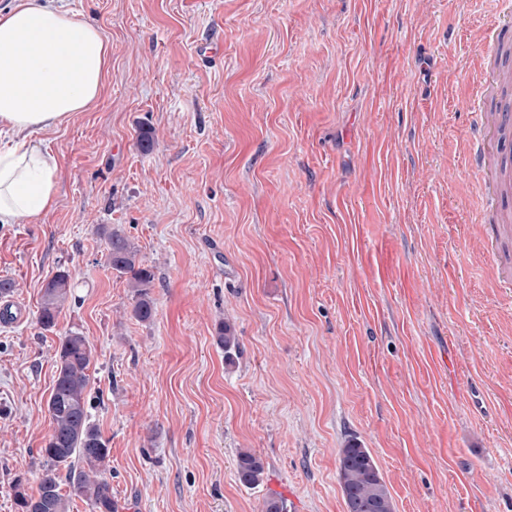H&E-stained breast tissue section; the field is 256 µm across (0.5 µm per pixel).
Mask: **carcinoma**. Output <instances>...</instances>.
I'll list each match as a JSON object with an SVG mask.
<instances>
[{"mask_svg":"<svg viewBox=\"0 0 512 512\" xmlns=\"http://www.w3.org/2000/svg\"><path fill=\"white\" fill-rule=\"evenodd\" d=\"M100 230L107 241L109 267L129 276V286L137 296L134 317L143 322L152 319L154 303L147 292L152 272L139 261L137 249L125 235L106 225ZM70 279L68 270L59 269L47 282L39 316L43 329L55 327L69 302ZM217 342L224 348V361L232 362L239 338L230 325L218 327ZM55 358V380L47 402L51 434L39 449L45 469L37 494L28 495L21 484H16L19 506L22 512H69L70 496L61 488L64 479L72 494L84 499L92 512H117L112 486L104 477L110 455L108 441L92 422L89 411L93 349L84 336L71 332L61 339ZM264 471V461L257 453L250 449L238 453L237 477L242 484H259ZM338 473L347 512H395L393 499L368 449L358 443L339 449Z\"/></svg>","mask_w":512,"mask_h":512,"instance_id":"carcinoma-1","label":"carcinoma"}]
</instances>
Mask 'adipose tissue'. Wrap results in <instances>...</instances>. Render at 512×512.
<instances>
[{"mask_svg": "<svg viewBox=\"0 0 512 512\" xmlns=\"http://www.w3.org/2000/svg\"><path fill=\"white\" fill-rule=\"evenodd\" d=\"M109 63L102 32L56 0H13L0 11V226L53 208L59 162L36 134L88 111Z\"/></svg>", "mask_w": 512, "mask_h": 512, "instance_id": "1", "label": "adipose tissue"}]
</instances>
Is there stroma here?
<instances>
[{
	"label": "stroma",
	"mask_w": 512,
	"mask_h": 512,
	"mask_svg": "<svg viewBox=\"0 0 512 512\" xmlns=\"http://www.w3.org/2000/svg\"><path fill=\"white\" fill-rule=\"evenodd\" d=\"M111 78L43 133L55 208L0 227V512L33 495L55 351H95L118 512H345L369 448L396 512H512V289L469 163L492 0H63ZM153 128L151 151L141 129ZM154 278L138 321L99 226ZM73 297L39 310L58 269ZM230 322L232 363L216 340ZM261 455L258 487L236 474ZM71 275L68 270L59 269L47 282L43 294L39 321L44 330L56 325L57 317L69 302L72 293ZM265 464L261 456L250 449H243L237 455V477L246 486L258 485L263 478Z\"/></svg>",
	"instance_id": "obj_1"
}]
</instances>
